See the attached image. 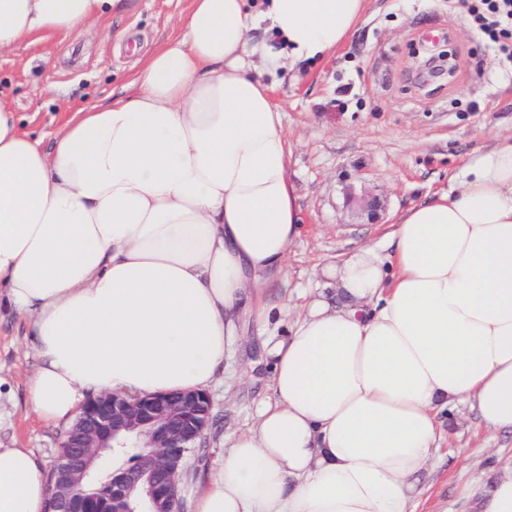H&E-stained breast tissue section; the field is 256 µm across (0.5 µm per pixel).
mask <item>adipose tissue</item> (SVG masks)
Returning <instances> with one entry per match:
<instances>
[{
    "label": "adipose tissue",
    "mask_w": 512,
    "mask_h": 512,
    "mask_svg": "<svg viewBox=\"0 0 512 512\" xmlns=\"http://www.w3.org/2000/svg\"><path fill=\"white\" fill-rule=\"evenodd\" d=\"M120 0H0V50L77 36ZM367 0H194L184 35L42 148L0 104V305L29 317L27 401L207 388L300 239L284 112L254 74L333 56ZM265 350L271 395L193 512H416L438 415L512 430V138L406 210L389 251L323 266ZM27 448L0 447V512H46Z\"/></svg>",
    "instance_id": "adipose-tissue-1"
}]
</instances>
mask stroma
<instances>
[{
  "label": "stroma",
  "instance_id": "1",
  "mask_svg": "<svg viewBox=\"0 0 512 512\" xmlns=\"http://www.w3.org/2000/svg\"><path fill=\"white\" fill-rule=\"evenodd\" d=\"M193 0H123L72 39L38 34L0 51V100L25 131L50 146L71 112L108 100L146 57L182 34ZM285 111L303 235L283 281L268 289L273 321L286 327L305 302L317 265L356 246L386 243L408 208L447 187L450 176L494 140L512 137V81L448 0H369L352 37L333 57L271 78ZM355 185L385 200L378 223L346 205ZM271 330L245 323L234 357L208 391L213 419L182 479V512L224 454L228 438L252 426L268 396L263 347ZM25 315L0 311V444L32 449L51 467L65 433L37 418L25 397L36 359ZM442 460L427 474L417 512H464L460 492L486 481L497 457L512 462V433L489 435L463 408L443 416Z\"/></svg>",
  "mask_w": 512,
  "mask_h": 512
}]
</instances>
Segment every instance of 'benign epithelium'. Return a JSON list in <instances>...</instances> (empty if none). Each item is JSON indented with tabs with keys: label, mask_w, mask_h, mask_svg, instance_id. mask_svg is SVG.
<instances>
[{
	"label": "benign epithelium",
	"mask_w": 512,
	"mask_h": 512,
	"mask_svg": "<svg viewBox=\"0 0 512 512\" xmlns=\"http://www.w3.org/2000/svg\"><path fill=\"white\" fill-rule=\"evenodd\" d=\"M355 211L371 222L383 208L380 197L349 187ZM212 398L205 390L127 397L112 393L86 401L69 437L60 444L50 481L49 512H132L131 490L142 487L138 512H176L186 454L201 442L211 421ZM149 453L112 475L107 500L90 494L91 467L106 448Z\"/></svg>",
	"instance_id": "1"
}]
</instances>
